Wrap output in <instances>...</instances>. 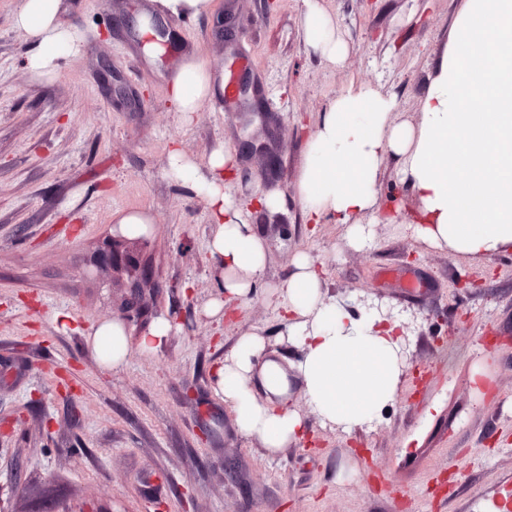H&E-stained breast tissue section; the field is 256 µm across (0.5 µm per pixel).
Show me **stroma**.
<instances>
[{"mask_svg": "<svg viewBox=\"0 0 512 512\" xmlns=\"http://www.w3.org/2000/svg\"><path fill=\"white\" fill-rule=\"evenodd\" d=\"M22 2L0 0V512H489L501 502L512 483V251L472 259L417 240L418 200L389 154L379 194L401 209L362 216L372 247L353 248L343 225L305 224L295 195L316 121L350 82L393 95L395 119L417 122L463 0H325L350 47L336 66L302 41L304 0H216L212 18L167 19L176 42L157 59L125 27L153 0H64V22L84 38L49 82L23 65L28 45L12 26ZM190 54L225 78L248 77L261 101L217 96L184 118L167 86ZM265 116L280 124L285 205L258 209L255 182L233 180L267 259L253 299L221 324L206 312L218 290L206 201L172 179L168 142L198 161L236 152ZM127 211L153 218L162 289L147 294L149 310L178 318L160 351H131L112 369L88 340L119 317L122 292L111 273L88 280L80 269ZM302 251L323 263L330 298L422 314L410 353L427 382H405L374 429L352 437L294 390L289 403L321 445L270 457L239 432L211 369L255 330L296 356L278 341L275 288ZM409 277L417 289L405 288ZM463 277L476 288L456 291ZM477 364L491 375L481 390ZM376 471L390 493L372 491Z\"/></svg>", "mask_w": 512, "mask_h": 512, "instance_id": "35a3bbf8", "label": "stroma"}]
</instances>
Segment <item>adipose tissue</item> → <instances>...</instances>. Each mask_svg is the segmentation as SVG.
Wrapping results in <instances>:
<instances>
[{"label":"adipose tissue","instance_id":"adipose-tissue-1","mask_svg":"<svg viewBox=\"0 0 512 512\" xmlns=\"http://www.w3.org/2000/svg\"><path fill=\"white\" fill-rule=\"evenodd\" d=\"M304 44L330 63L348 55L333 14L321 0H306ZM62 0H23L12 25L28 45L25 68L51 79L57 62L78 52L81 37L60 19ZM224 79L200 55L181 62L169 81L179 112H195L217 95ZM395 99L365 83H350L330 100L313 132L297 193L308 222L349 227L352 245L372 238L355 218L379 208L381 158L397 159L402 180L421 208L414 231L422 242L450 254L484 258L512 249V0H466L446 50L421 99L418 124L395 122ZM234 157L214 151L206 167L172 144L173 177L202 192L216 231L210 260L219 271V315L225 298L248 302L266 264L263 241L225 190ZM277 288L283 334L300 356L268 351L262 335H242L212 370L215 389L236 415L242 434L277 453L304 434V417L290 409L293 382H301L313 414L346 434L372 428L399 391L395 350L398 321L324 299L314 260L304 252ZM172 325L161 318L141 336L121 320L100 323L89 344L100 361L117 367L130 351L157 352Z\"/></svg>","mask_w":512,"mask_h":512}]
</instances>
